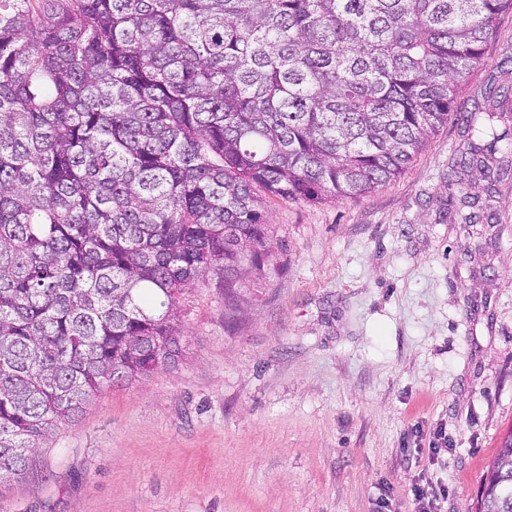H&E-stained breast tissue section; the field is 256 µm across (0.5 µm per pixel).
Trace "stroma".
<instances>
[{
	"label": "stroma",
	"mask_w": 512,
	"mask_h": 512,
	"mask_svg": "<svg viewBox=\"0 0 512 512\" xmlns=\"http://www.w3.org/2000/svg\"><path fill=\"white\" fill-rule=\"evenodd\" d=\"M512 83L497 21L456 116L392 184L264 195L260 270L180 299L172 368L101 391L0 488V512H476L512 430V152L459 161ZM445 437L435 458L426 450Z\"/></svg>",
	"instance_id": "obj_1"
}]
</instances>
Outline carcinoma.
<instances>
[{
    "label": "carcinoma",
    "mask_w": 512,
    "mask_h": 512,
    "mask_svg": "<svg viewBox=\"0 0 512 512\" xmlns=\"http://www.w3.org/2000/svg\"><path fill=\"white\" fill-rule=\"evenodd\" d=\"M512 0H0V487L103 388L175 365L179 300L261 264L282 198L400 178ZM469 167L502 137L473 112ZM478 512H512V432Z\"/></svg>",
    "instance_id": "carcinoma-1"
}]
</instances>
